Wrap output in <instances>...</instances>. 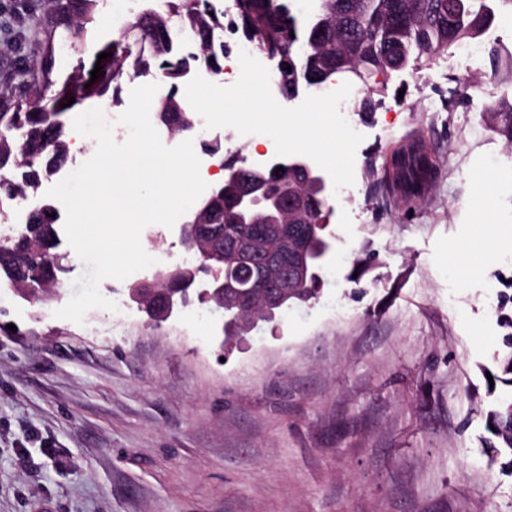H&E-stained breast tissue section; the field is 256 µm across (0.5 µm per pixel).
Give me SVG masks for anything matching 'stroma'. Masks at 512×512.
<instances>
[{"instance_id":"1","label":"stroma","mask_w":512,"mask_h":512,"mask_svg":"<svg viewBox=\"0 0 512 512\" xmlns=\"http://www.w3.org/2000/svg\"><path fill=\"white\" fill-rule=\"evenodd\" d=\"M465 59L392 74L332 202L316 300L239 340L191 301L161 325L128 288L184 255L145 227L156 261L104 279L117 311L56 318L85 266L47 300L0 284V512H512V473L484 447L501 395L502 290L472 259L478 223L512 220V149L485 112L512 102V27ZM423 137L439 177L412 210L384 197L392 149ZM473 268L466 277L456 270Z\"/></svg>"}]
</instances>
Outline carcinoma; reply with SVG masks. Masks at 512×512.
<instances>
[{"label": "carcinoma", "mask_w": 512, "mask_h": 512, "mask_svg": "<svg viewBox=\"0 0 512 512\" xmlns=\"http://www.w3.org/2000/svg\"><path fill=\"white\" fill-rule=\"evenodd\" d=\"M100 0H44L40 11L24 19L25 27L14 28L11 17H0V31L12 39L18 50H29L25 64L16 67L9 81L0 85V100L9 109L0 110V173L16 172L15 178L0 177V197L22 198L36 189L41 179L54 174L69 154L66 139L68 114L87 99L108 98L122 105V84L131 71L161 72L169 88L154 109L159 125L169 133L182 135L193 127L194 111L182 94L185 78L197 67L214 73L222 71L226 12L213 0H171L167 6L144 7L121 28L112 40V76L86 86L89 77L76 71L59 82L52 78L55 49L67 48L81 56L92 37L91 24L100 18ZM512 10V0H316L314 13L304 34L288 39V23L298 22L290 0H233L231 13L236 34L256 52L272 59L287 54L291 71L288 81L273 73L271 89L284 100L293 99L301 87L314 88L334 76L373 80L369 95L362 98L359 111L371 109V95L383 92L387 84L375 77L391 76L423 58L432 60L440 52L466 39H474L493 23L495 6ZM191 37L198 53L185 56L175 48L176 34ZM214 62H209V59ZM496 128L512 144V103L494 110ZM392 182L388 192L402 203H418L432 188L437 169L424 140L415 138L392 158ZM266 172L272 192L288 191L304 201L295 228L317 240L327 236L328 197L307 186L293 172ZM238 187L213 185L203 201L208 205L209 223L227 242L245 238L260 226H270L274 215L260 207L255 223L242 224L232 206ZM57 208L49 204L30 213L14 237L0 240V277L14 288H24V273L39 266L47 272V287L65 273V256L59 246ZM228 262L219 250L207 259L197 258L195 266L177 265L158 273L142 288H175L195 280L196 272H211L223 278ZM319 279L310 277L297 285L294 303H305L318 293ZM504 349L494 357V379L512 387V333L503 337ZM493 425V439L486 446L502 448L512 456V393L486 412Z\"/></svg>", "instance_id": "obj_1"}]
</instances>
